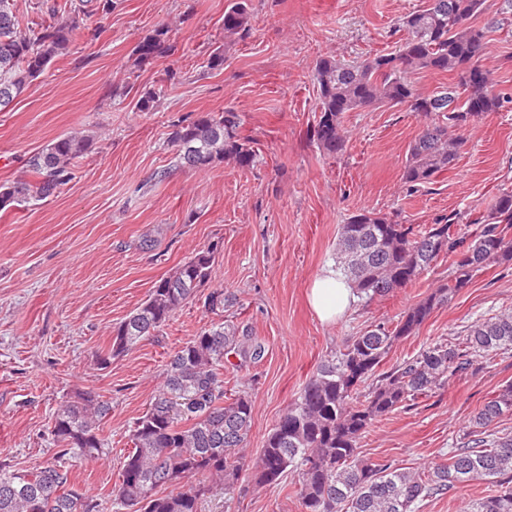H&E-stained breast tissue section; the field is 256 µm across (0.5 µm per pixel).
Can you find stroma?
I'll return each instance as SVG.
<instances>
[{"label": "stroma", "mask_w": 512, "mask_h": 512, "mask_svg": "<svg viewBox=\"0 0 512 512\" xmlns=\"http://www.w3.org/2000/svg\"><path fill=\"white\" fill-rule=\"evenodd\" d=\"M233 0H113L93 11L57 59L0 112V182L26 177L25 161L60 134L92 136L94 151L77 159L75 176L56 196L0 211V464L21 471L53 461L51 430L72 390L100 394L111 412L100 433L108 457L66 459L72 482L109 502L129 430L147 410L179 346L213 320L201 301L178 309L157 335L100 367L112 331L143 303L155 282L191 253L218 244L210 288L233 293L230 312L265 345L249 372L228 374V387L253 400L248 461L322 361L373 323L395 325L449 271L439 259L412 286L325 323L308 303L320 272L334 265L339 230L362 210L406 224L456 215L461 231L512 190V109L484 114L466 132L451 169L408 191V148L424 124L407 107L370 106L346 113L345 148L320 152L309 137L315 119L316 60L345 61L390 51L405 15L427 0H251L250 34L224 40ZM167 24L176 53L146 68L131 66L136 45ZM483 66L512 93V28L489 32ZM224 66H205L215 46ZM156 90L153 111L118 86ZM239 112L241 136L258 152L254 168L217 163L176 167L172 126L203 112ZM512 309V262L484 268L416 335L396 342L386 362L466 335L476 320ZM512 382V353L415 400L374 424L360 442L372 462L406 468L447 461L468 440L469 422ZM296 475L276 487L255 486L243 472L233 493L206 512H298Z\"/></svg>", "instance_id": "35a3bbf8"}]
</instances>
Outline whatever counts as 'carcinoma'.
Masks as SVG:
<instances>
[{
    "instance_id": "obj_1",
    "label": "carcinoma",
    "mask_w": 512,
    "mask_h": 512,
    "mask_svg": "<svg viewBox=\"0 0 512 512\" xmlns=\"http://www.w3.org/2000/svg\"><path fill=\"white\" fill-rule=\"evenodd\" d=\"M485 0H429L423 10L402 19L407 36L394 50L345 62L332 56L316 60L318 113L310 138L329 157L345 147V114L371 105H406L424 118L409 147L403 172L410 188L430 184L449 169L464 144L462 131L487 112L512 103L495 89L480 62L487 33L512 17V0H499L495 15L481 27L468 20L483 12ZM48 19L21 26L14 0H0V111L69 51L72 35L90 13L85 0L49 7ZM250 0H235L224 12V38L243 39L250 31ZM167 25L157 26L134 48L132 66L141 69L172 55ZM446 74L453 83L423 94L411 80L420 71ZM239 113L203 112L173 124L169 142L179 166L204 169L219 161L252 168L258 155L239 134ZM93 139L65 133L32 153L28 178L0 184V210L45 200L74 178L76 159L92 152ZM475 229L456 231L455 216L445 215L418 228L380 212L363 210L341 225L336 247L339 273L357 296L373 300L414 283L437 260H452L448 280L420 298L393 328L378 323L350 338L325 360L280 415L252 464L255 483L280 485L295 472L298 512H419L421 502L487 480L495 490L468 506V512H512V433L487 439V428L512 411V383L483 404L473 418L474 438L454 449L448 462L410 470L370 462L359 441L373 422L448 381L467 374L477 362L512 351V311L473 322L464 336L434 343L390 369L382 366L393 344L414 334L432 312L468 286L474 273L512 260V191L504 190ZM218 245L187 257L160 278L148 298L112 334L106 366L155 336L183 304L211 279ZM235 297L222 289L204 298L206 311L221 315ZM266 347L244 323L214 322L185 342L166 364L163 383L147 411L129 430L134 448L123 455L112 488L111 512H202L213 488L228 492L245 471V447L252 427L253 401L241 391L227 396L229 371H247L265 356ZM110 407L92 390H76L60 406L52 428L62 444L60 457L97 460L112 448L100 437V421ZM0 512H104L101 503L70 482L68 469L55 462L27 473L0 465Z\"/></svg>"
}]
</instances>
